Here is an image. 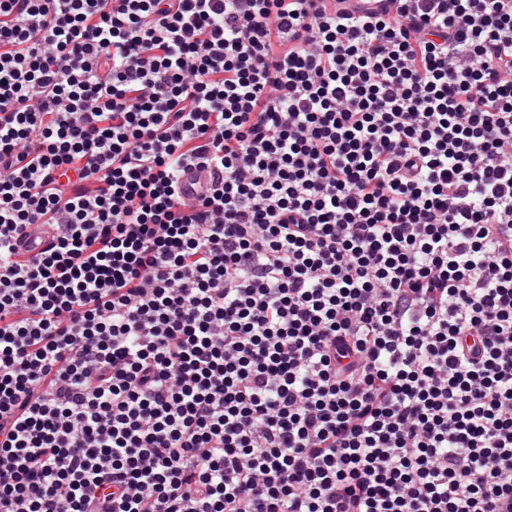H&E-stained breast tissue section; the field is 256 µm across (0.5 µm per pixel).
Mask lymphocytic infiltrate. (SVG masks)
<instances>
[{"instance_id": "lymphocytic-infiltrate-1", "label": "lymphocytic infiltrate", "mask_w": 512, "mask_h": 512, "mask_svg": "<svg viewBox=\"0 0 512 512\" xmlns=\"http://www.w3.org/2000/svg\"><path fill=\"white\" fill-rule=\"evenodd\" d=\"M0 512H512V0H0Z\"/></svg>"}]
</instances>
